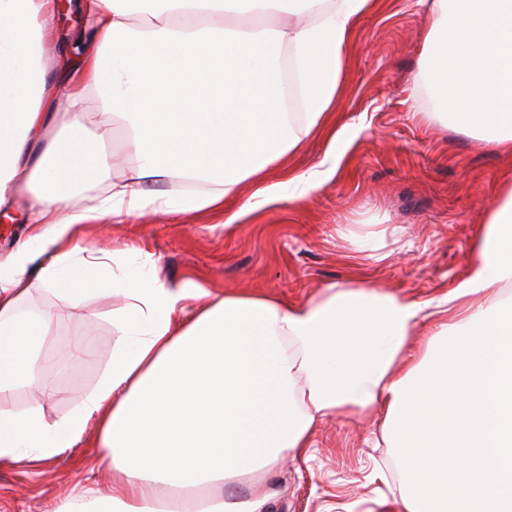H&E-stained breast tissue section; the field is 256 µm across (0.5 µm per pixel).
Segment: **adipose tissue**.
<instances>
[{
    "label": "adipose tissue",
    "mask_w": 512,
    "mask_h": 512,
    "mask_svg": "<svg viewBox=\"0 0 512 512\" xmlns=\"http://www.w3.org/2000/svg\"><path fill=\"white\" fill-rule=\"evenodd\" d=\"M376 5L75 0L92 26L51 75L42 58L60 39L58 0H0V212L25 200L34 226L0 260V460L54 458L95 430L112 483L92 502L72 497L69 512H181L173 488L201 486L197 512H259L263 487L228 500L225 479L298 457L336 415L384 410L383 438L396 446L412 406L451 379L465 416L455 464L476 474L482 512H512V183L484 213L468 278L420 301L365 284H332L294 305L220 297L196 282L171 286L153 264L124 267L84 236L150 209L220 211L243 197L232 224L280 201L265 170L302 135L331 129L344 51ZM430 11L411 96L512 156V0H432ZM273 14L296 21L260 26ZM292 100L298 128L283 110ZM118 130L127 163L114 179L102 149ZM180 173L216 189L177 202L150 191ZM36 289L68 303L119 300L121 337L103 378L51 423L40 407H14L19 389L52 386L41 351L54 315L22 308ZM452 340L463 357L449 372L440 352ZM392 512H457L456 491L446 472L404 470Z\"/></svg>",
    "instance_id": "obj_1"
}]
</instances>
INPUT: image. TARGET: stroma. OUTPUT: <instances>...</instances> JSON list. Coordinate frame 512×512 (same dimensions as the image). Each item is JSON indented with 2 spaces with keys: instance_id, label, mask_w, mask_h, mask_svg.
I'll list each match as a JSON object with an SVG mask.
<instances>
[{
  "instance_id": "35a3bbf8",
  "label": "stroma",
  "mask_w": 512,
  "mask_h": 512,
  "mask_svg": "<svg viewBox=\"0 0 512 512\" xmlns=\"http://www.w3.org/2000/svg\"><path fill=\"white\" fill-rule=\"evenodd\" d=\"M427 8L418 0H380L359 21L347 52L337 126L354 134L335 177L299 200H283L224 226L223 215L147 212L130 224L92 228L90 244L140 248L170 285L192 280L215 292L263 291L300 304L322 287L369 284L410 299L437 297L465 280L485 209L506 164L482 142L427 119L428 98L412 99L419 32ZM330 148L320 132L304 137L286 163L267 169L282 181L283 165L306 170ZM37 310H60L43 355L54 388L40 403L47 421L67 416L96 387L121 332L114 302L89 295L62 307L34 291ZM384 415H340L318 423L305 456L256 472L269 495L261 512H390L399 472L396 449L382 438ZM104 452L83 442L45 460H0V512H61L74 490L109 481Z\"/></svg>"
}]
</instances>
